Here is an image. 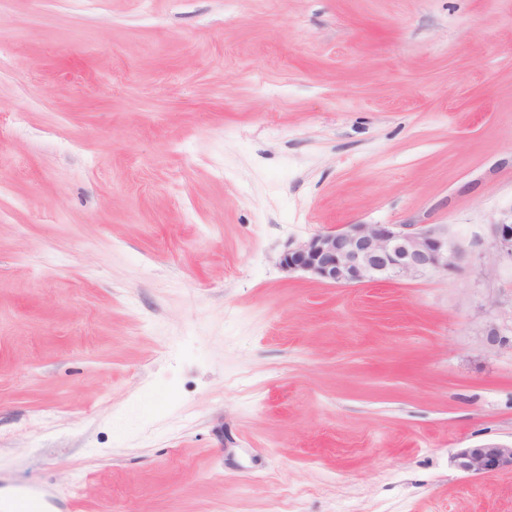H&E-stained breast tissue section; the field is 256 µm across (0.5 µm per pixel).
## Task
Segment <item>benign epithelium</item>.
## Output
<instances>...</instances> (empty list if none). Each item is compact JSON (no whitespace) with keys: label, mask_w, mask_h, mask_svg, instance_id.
Wrapping results in <instances>:
<instances>
[{"label":"benign epithelium","mask_w":512,"mask_h":512,"mask_svg":"<svg viewBox=\"0 0 512 512\" xmlns=\"http://www.w3.org/2000/svg\"><path fill=\"white\" fill-rule=\"evenodd\" d=\"M491 248L512 258V221L491 225ZM463 256L444 225L345 224L312 235L287 250L279 266L305 272L331 284L352 286L416 280L446 271ZM458 467L478 476L512 473V442L487 441L455 454Z\"/></svg>","instance_id":"1"}]
</instances>
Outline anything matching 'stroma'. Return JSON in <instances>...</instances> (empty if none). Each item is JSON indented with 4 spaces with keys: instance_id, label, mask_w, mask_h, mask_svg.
I'll use <instances>...</instances> for the list:
<instances>
[{
    "instance_id": "1",
    "label": "stroma",
    "mask_w": 512,
    "mask_h": 512,
    "mask_svg": "<svg viewBox=\"0 0 512 512\" xmlns=\"http://www.w3.org/2000/svg\"><path fill=\"white\" fill-rule=\"evenodd\" d=\"M512 0H0V497L512 512ZM444 224L449 273L281 254ZM491 236L493 254L507 255L512 259V218L510 222L491 224ZM445 225L344 224L287 250L279 266L340 286L416 280L448 271L463 256ZM454 457L458 467L473 476L491 472L512 473V440L510 443L487 441L463 448Z\"/></svg>"
}]
</instances>
